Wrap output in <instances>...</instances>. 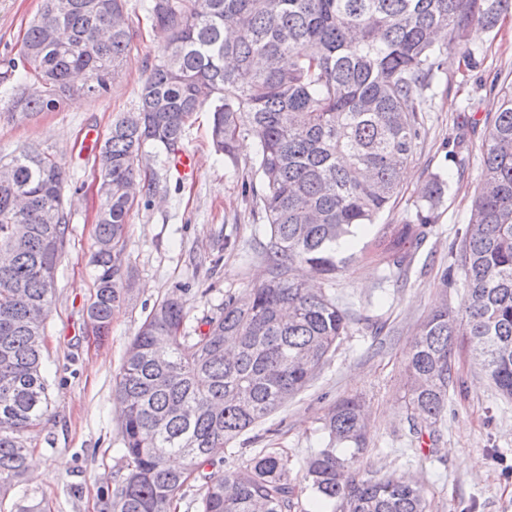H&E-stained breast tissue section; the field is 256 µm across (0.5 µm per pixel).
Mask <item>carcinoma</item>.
Wrapping results in <instances>:
<instances>
[{
  "label": "carcinoma",
  "instance_id": "obj_1",
  "mask_svg": "<svg viewBox=\"0 0 512 512\" xmlns=\"http://www.w3.org/2000/svg\"><path fill=\"white\" fill-rule=\"evenodd\" d=\"M127 0H43L19 60L0 61L7 112L55 110L84 77L105 93L131 42ZM512 0H150L146 20L166 35L137 108L120 112L96 156L104 205L92 264L88 317L106 331L128 288L120 243L131 210L154 195L146 148L170 157L194 114L213 107L211 140L235 163L246 132L256 142L248 192L270 228L265 272L229 294L207 330L186 333L173 291L129 344L115 385L122 404L126 474L101 488L99 512H176L190 483L224 449L301 392L336 350L349 318L336 299L291 276L304 263L336 278L358 235L395 200L419 135L424 93L438 58L469 28L497 27ZM0 495L21 482L27 435L49 409L43 336L71 215L65 169L26 148L0 159ZM438 181L417 223L395 224L386 277L400 276L432 223ZM462 271L463 310L444 304L424 322L407 357L406 409L416 433L448 408L458 339L497 391L512 399V87L487 133L478 194L450 251ZM329 447L306 464L305 489L333 512H428L421 485L403 477L362 478L353 460L369 445L361 404L346 399L324 418ZM350 454H345V451ZM181 458L178 469L169 458ZM202 512H293L299 506L288 459L276 451L243 467L206 474Z\"/></svg>",
  "mask_w": 512,
  "mask_h": 512
}]
</instances>
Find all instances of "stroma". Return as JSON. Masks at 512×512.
Returning <instances> with one entry per match:
<instances>
[{
  "label": "stroma",
  "instance_id": "35a3bbf8",
  "mask_svg": "<svg viewBox=\"0 0 512 512\" xmlns=\"http://www.w3.org/2000/svg\"><path fill=\"white\" fill-rule=\"evenodd\" d=\"M142 2L128 0L134 21L130 50L104 96L77 91L56 110L23 122L7 120V101L0 99V157L25 147L55 155L67 172L64 203L72 214L46 323L49 412L28 438L38 472L0 499V512L29 504L44 512H99V487L126 472L113 387L145 317L179 289L188 329H202L225 293H243L264 273L268 226L253 198L242 192L252 177L255 143L241 136L237 166L225 167L212 147L210 113L204 109L183 140L184 150L195 156L193 174L181 173L173 159H149L159 188L130 214L122 254L129 291L113 312L108 334L97 335L88 319L95 293L89 258L102 201L94 186L96 149L85 140L104 136L117 113L136 107L148 68L160 54L164 36L143 24ZM40 5L41 0H0V58L17 56ZM468 47L477 52L476 68L466 69L462 48L441 56L442 79L426 93L401 192L359 237L356 259L332 282L308 266L295 269L348 311V335L308 388L225 449L224 470L242 466L261 449H281L292 483L300 484L306 460L328 445L324 416L337 401L355 397L370 436L367 451L353 464L360 475L413 474L429 512H512V400L496 393L470 353L453 352L459 383L448 393V410L435 435L413 433L404 404L411 342L433 308H462V286L444 289L440 282L457 231L470 217L487 126L500 108L502 88L512 85V11L494 32L473 26ZM461 135L468 149L460 164L451 150ZM438 176L446 187L433 224L407 271L383 280L378 240L384 226L414 222L417 205Z\"/></svg>",
  "mask_w": 512,
  "mask_h": 512
}]
</instances>
